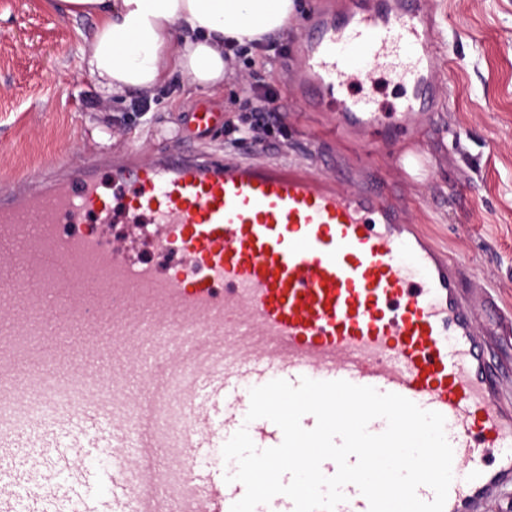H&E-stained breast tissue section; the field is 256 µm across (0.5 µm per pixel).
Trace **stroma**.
Instances as JSON below:
<instances>
[{"label":"stroma","instance_id":"obj_1","mask_svg":"<svg viewBox=\"0 0 512 512\" xmlns=\"http://www.w3.org/2000/svg\"><path fill=\"white\" fill-rule=\"evenodd\" d=\"M444 28L437 59L441 91L436 109L417 138L392 147L365 142L341 150L354 169L346 189L380 178L388 198L407 212L435 244L459 262L483 320L481 288L497 291L503 313L512 314V0H430ZM91 23L48 12L43 0H0V183L23 178L54 162L104 157L130 146L131 134L156 151L197 149L224 158H286L310 172L335 174L337 152L326 141V117L300 111L291 97L288 65L258 64V51L237 59L242 82L221 92L190 90L173 77L149 102L107 104L77 66V46ZM272 83L280 115L278 148L239 142L227 122H240L243 83ZM218 114L199 132L194 110ZM426 160L419 177L398 164L405 150Z\"/></svg>","mask_w":512,"mask_h":512}]
</instances>
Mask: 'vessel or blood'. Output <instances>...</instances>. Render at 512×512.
<instances>
[{"label":"vessel or blood","mask_w":512,"mask_h":512,"mask_svg":"<svg viewBox=\"0 0 512 512\" xmlns=\"http://www.w3.org/2000/svg\"><path fill=\"white\" fill-rule=\"evenodd\" d=\"M288 53L296 106L329 112L339 138L400 141L437 103V21L425 0L313 9ZM368 71L401 91L383 108ZM120 201L87 165L0 192V512H230L222 447L243 394L275 379L345 380L441 413L453 449L444 512H484L512 488V316L476 322L457 262L374 189L347 191L301 166L192 150L113 161ZM149 221L159 269L105 245L101 225ZM97 228L79 229L87 215ZM79 332V349L39 342ZM255 446L282 440L250 423ZM108 458L91 470L90 460Z\"/></svg>","instance_id":"1"}]
</instances>
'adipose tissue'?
Returning <instances> with one entry per match:
<instances>
[{
    "label": "adipose tissue",
    "mask_w": 512,
    "mask_h": 512,
    "mask_svg": "<svg viewBox=\"0 0 512 512\" xmlns=\"http://www.w3.org/2000/svg\"><path fill=\"white\" fill-rule=\"evenodd\" d=\"M59 16L88 19L78 68L102 100L155 96L173 76L218 92L236 73L227 57L264 36L285 33L295 0H48Z\"/></svg>",
    "instance_id": "ef3b65f1"
}]
</instances>
